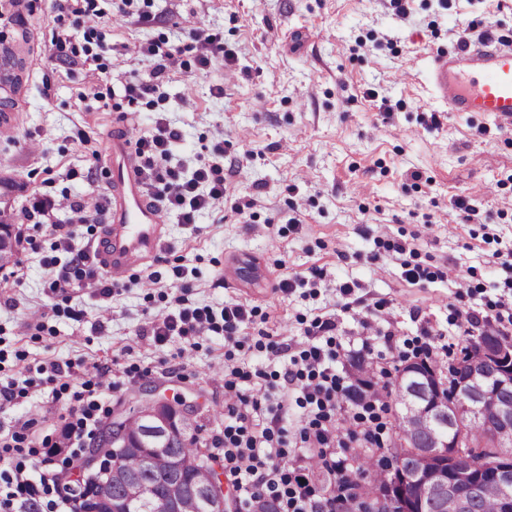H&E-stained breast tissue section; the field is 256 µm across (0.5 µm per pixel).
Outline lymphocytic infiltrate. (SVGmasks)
<instances>
[{"mask_svg":"<svg viewBox=\"0 0 512 512\" xmlns=\"http://www.w3.org/2000/svg\"><path fill=\"white\" fill-rule=\"evenodd\" d=\"M137 52L156 58L157 65L148 77L123 85L124 96L131 101L156 96L161 77L178 64V51L170 46L147 42L139 44ZM180 139L178 129L165 118L156 117L153 131L136 142L137 170L149 196L161 202L168 216L177 223L192 224L200 212L226 194L224 146L214 144L210 158L201 159L187 177L167 165L172 148ZM251 316V310L241 304L218 314L184 308L153 319L150 332L159 338L173 331L183 336H201L221 330L231 337ZM339 356L338 347L311 346L283 372L281 391L294 392V403L305 411L306 421L295 441L289 440L283 425L288 416L287 402L265 406L247 394L242 384L249 381V373L236 371L225 380L227 420L223 432L211 437L210 451L237 488L243 512L259 500L274 504L277 512H348L356 483L351 468L336 452L340 442L337 414L350 391L334 368ZM120 386V380L114 379L109 368L102 367L82 383L80 391L73 393L77 407L61 430L60 441L66 447L80 448L84 438L97 429L105 413L99 399L101 392ZM385 402L377 385L368 388L362 397L361 411L354 415L353 424L364 441L380 443V413ZM57 442L49 438L37 442L23 431L0 440V457H9L13 462L11 469L0 471V512H21L31 502L56 512L60 504L67 502L71 483L68 472L53 470L36 478L30 474L33 462H46ZM301 448L312 449L322 469L337 477L339 496L320 495L299 468L291 465V455Z\"/></svg>","mask_w":512,"mask_h":512,"instance_id":"lymphocytic-infiltrate-1","label":"lymphocytic infiltrate"}]
</instances>
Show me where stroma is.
I'll return each instance as SVG.
<instances>
[{"label":"stroma","instance_id":"1","mask_svg":"<svg viewBox=\"0 0 512 512\" xmlns=\"http://www.w3.org/2000/svg\"><path fill=\"white\" fill-rule=\"evenodd\" d=\"M96 5L93 27L57 16L51 0H0V43L22 60L19 90L0 84L21 115L19 126L0 127L13 208L34 194L87 202L96 212L71 225V245L91 249L106 218L105 139L120 113L137 137L163 113L182 133L168 164L187 175L223 141L228 198L196 223H169L152 265L158 283L134 271L108 299L54 287L70 255L48 226L24 225L21 275L0 288V385L28 394L0 408V434L24 425L54 434L72 405L58 397L61 384L80 390L106 365L131 376L102 394L109 412L137 396L178 394L210 435L225 373L280 372L330 340L337 370L351 376L350 352L367 328L390 369L429 338L461 346L467 317L512 306V270L498 260L512 250V131L485 112L446 111L428 85L433 55L488 35L512 42V0H405L402 14L390 0H134L130 17L116 0ZM192 25L215 35L226 59L199 70ZM142 42L181 47L182 66L160 101L130 103L114 91L153 69V58L133 52ZM91 86L98 97L86 96ZM240 198L251 202L242 215L232 208ZM459 199L477 218H465ZM179 265L188 287L171 284ZM414 266L426 280L405 278ZM295 275L304 286L278 290ZM234 304L253 310L234 342L220 332L161 341L139 333L181 306ZM318 317L335 322L330 336L307 335ZM265 334L280 356L260 349ZM53 363L72 370L50 377Z\"/></svg>","mask_w":512,"mask_h":512}]
</instances>
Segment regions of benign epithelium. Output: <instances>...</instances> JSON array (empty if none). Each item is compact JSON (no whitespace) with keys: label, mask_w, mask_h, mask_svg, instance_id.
<instances>
[{"label":"benign epithelium","mask_w":512,"mask_h":512,"mask_svg":"<svg viewBox=\"0 0 512 512\" xmlns=\"http://www.w3.org/2000/svg\"><path fill=\"white\" fill-rule=\"evenodd\" d=\"M421 386L409 393L406 408L399 416L405 420L416 413L431 425L430 455L436 458L431 470L411 472L399 469L393 483L374 494L371 512H421L408 494V487L417 483L434 492L436 497L451 504L455 512H466L467 502L479 493L482 476L486 475L502 489L503 512H512V398L507 395L512 387V339L498 338L490 342L479 333L470 337L467 371L455 383L457 397L456 424L447 426L448 410L443 406L440 376L423 370L416 371ZM142 416L149 429L148 435L137 442V447L152 453L167 446L175 430L176 413L188 420L182 422L183 432H194L195 422L191 406L180 396L156 395L143 401ZM486 421L489 437L500 452L496 458L473 472L466 451L464 425L472 417ZM130 444L126 440L113 441V462L99 461L94 452L87 456L88 464L78 478L86 484L101 477L118 475L119 458ZM147 497L157 498L159 512H180L174 492L161 489ZM204 512H228L225 492L207 491L203 501Z\"/></svg>","instance_id":"benign-epithelium-1"}]
</instances>
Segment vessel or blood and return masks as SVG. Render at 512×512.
Returning a JSON list of instances; mask_svg holds the SVG:
<instances>
[{
    "label": "vessel or blood",
    "mask_w": 512,
    "mask_h": 512,
    "mask_svg": "<svg viewBox=\"0 0 512 512\" xmlns=\"http://www.w3.org/2000/svg\"><path fill=\"white\" fill-rule=\"evenodd\" d=\"M437 99L451 112H487L512 129V44L485 39L435 55L428 73ZM109 218L93 256L109 277L125 276L156 259L166 243L159 206L146 194L130 136L115 125L107 138Z\"/></svg>",
    "instance_id": "obj_1"
}]
</instances>
